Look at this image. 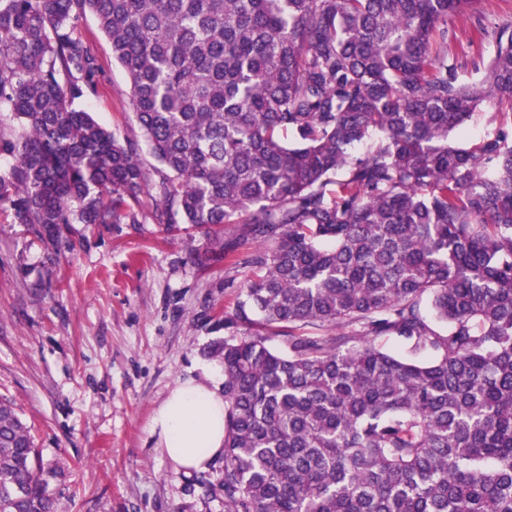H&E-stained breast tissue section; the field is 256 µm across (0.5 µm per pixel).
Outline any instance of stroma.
<instances>
[{"label":"stroma","instance_id":"stroma-1","mask_svg":"<svg viewBox=\"0 0 512 512\" xmlns=\"http://www.w3.org/2000/svg\"><path fill=\"white\" fill-rule=\"evenodd\" d=\"M78 32L97 90L81 106L149 174L132 224H75L52 253L0 213V398L31 428L56 512H224L221 460L186 473L155 448L149 423L179 381L213 365L244 281L238 253L212 260L202 233L159 224L152 198L166 175L131 102L130 82L93 15Z\"/></svg>","mask_w":512,"mask_h":512}]
</instances>
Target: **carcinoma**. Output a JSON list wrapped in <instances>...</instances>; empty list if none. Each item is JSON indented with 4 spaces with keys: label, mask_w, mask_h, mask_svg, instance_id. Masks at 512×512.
I'll return each mask as SVG.
<instances>
[{
    "label": "carcinoma",
    "mask_w": 512,
    "mask_h": 512,
    "mask_svg": "<svg viewBox=\"0 0 512 512\" xmlns=\"http://www.w3.org/2000/svg\"><path fill=\"white\" fill-rule=\"evenodd\" d=\"M88 13L168 171L154 219L215 260L226 224L261 245L212 349L224 512H512V22L479 0H0V211L53 252L138 222L149 187L79 106ZM460 15L491 47L469 81ZM483 107L509 122L455 142ZM0 512H55L1 401Z\"/></svg>",
    "instance_id": "1"
}]
</instances>
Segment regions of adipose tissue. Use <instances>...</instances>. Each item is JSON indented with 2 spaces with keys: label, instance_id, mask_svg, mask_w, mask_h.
Masks as SVG:
<instances>
[{
  "label": "adipose tissue",
  "instance_id": "ef3b65f1",
  "mask_svg": "<svg viewBox=\"0 0 512 512\" xmlns=\"http://www.w3.org/2000/svg\"><path fill=\"white\" fill-rule=\"evenodd\" d=\"M221 368L202 367L179 382L155 409L150 433L161 453L185 470L201 471L224 451Z\"/></svg>",
  "mask_w": 512,
  "mask_h": 512
}]
</instances>
